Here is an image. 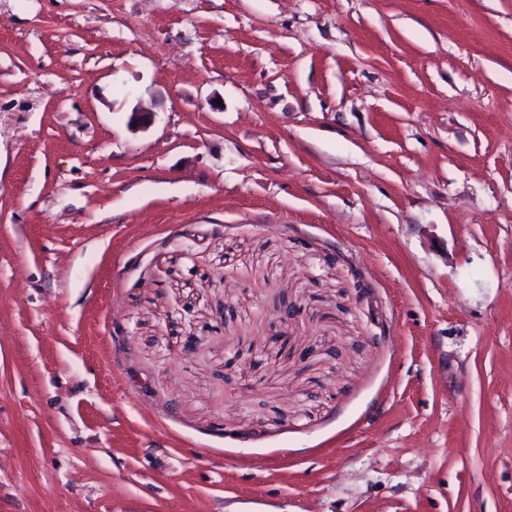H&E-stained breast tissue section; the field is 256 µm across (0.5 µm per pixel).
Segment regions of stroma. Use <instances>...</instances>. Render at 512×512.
Instances as JSON below:
<instances>
[{
  "label": "stroma",
  "mask_w": 512,
  "mask_h": 512,
  "mask_svg": "<svg viewBox=\"0 0 512 512\" xmlns=\"http://www.w3.org/2000/svg\"><path fill=\"white\" fill-rule=\"evenodd\" d=\"M0 512H512V0H0Z\"/></svg>",
  "instance_id": "35a3bbf8"
}]
</instances>
